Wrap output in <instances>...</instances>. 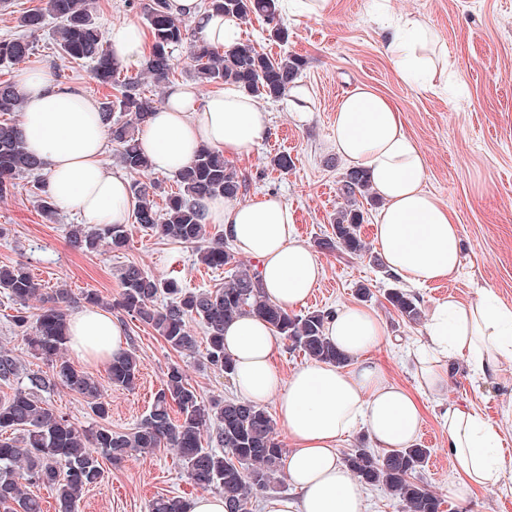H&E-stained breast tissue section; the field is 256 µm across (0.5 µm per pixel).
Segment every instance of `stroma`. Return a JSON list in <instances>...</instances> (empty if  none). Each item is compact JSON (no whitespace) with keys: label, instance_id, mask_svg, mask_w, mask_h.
Returning <instances> with one entry per match:
<instances>
[{"label":"stroma","instance_id":"stroma-1","mask_svg":"<svg viewBox=\"0 0 512 512\" xmlns=\"http://www.w3.org/2000/svg\"><path fill=\"white\" fill-rule=\"evenodd\" d=\"M379 0H334L332 10L315 17L295 9L282 11L288 27L286 45L269 43L266 25L255 19L241 27V42L272 54L303 56L308 64L300 82L312 100V112L302 124L279 101H268L271 134L251 155L231 165L245 178L239 199L281 195L294 210L296 233L309 246L332 232L340 205L337 182L348 168L333 146V117L340 99L365 84L387 94L401 110L407 132L427 157L424 187L454 209L462 237V263L452 279L414 289L422 311L453 297L477 301L490 289L512 307V0H390L394 15L411 13L430 22L448 48V86L425 90L400 80L381 46ZM34 61L48 67L61 82L103 102L112 87L98 84L91 66L62 56L51 28L33 37ZM281 152L294 163L288 173L270 160ZM40 192L34 177L22 176L8 196L0 198V266L26 264L49 288H68L73 310L84 309L83 293L95 291L110 303L121 291L120 272L136 263L149 274L176 280L187 291L223 286L224 271L196 261L190 246L143 231L128 222L130 243L119 253L102 248L86 253L72 248L66 232L81 223L72 213L47 222L38 207ZM324 276L298 313L337 310L355 303L354 291L368 286V302L384 321L389 339L374 353L390 381L416 390L412 351L427 330L426 321L402 320L386 301L397 279L368 258L319 253ZM14 304L0 294V347L12 350L22 372L44 370L43 361L26 351L11 328ZM114 318L126 329L127 347L142 366L134 389L112 390L106 418L94 416L85 399L62 386L46 393L48 403L77 427L105 424L127 432L146 415L170 366H180L203 400L233 399L238 391L223 375L208 368L203 352L173 350L151 326L117 310ZM472 408L499 430L505 455L512 456V365L496 379L477 377L464 359H456L444 400L425 402L419 440L430 450L420 477L441 499V512H512V474L500 486L479 489L466 501L449 496L454 479L441 415L448 403ZM186 479L175 451L162 448L147 457L127 458L120 466L105 465L101 483L86 489L79 512H148L158 496L201 495Z\"/></svg>","mask_w":512,"mask_h":512}]
</instances>
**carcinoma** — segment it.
Returning <instances> with one entry per match:
<instances>
[{
    "label": "carcinoma",
    "mask_w": 512,
    "mask_h": 512,
    "mask_svg": "<svg viewBox=\"0 0 512 512\" xmlns=\"http://www.w3.org/2000/svg\"><path fill=\"white\" fill-rule=\"evenodd\" d=\"M206 7L234 15L245 24L260 18L268 25L269 40L288 41L278 0H206ZM143 10L151 32V49L142 72L158 88L169 83L182 61L201 85L234 84L258 98L275 100L296 85L306 66L301 56L283 53L274 57L240 42L223 50L212 46L196 38L186 20L173 16L166 0H146ZM50 16L57 20L53 34L60 52L72 60L91 63L96 81L116 86L117 93L100 103L99 109L115 146L117 163L131 173L151 172L138 131L156 108V100L147 96L137 81L115 83L119 66L105 46L88 0H47L46 8L21 15L18 26L28 35L0 40V66L26 61L34 50L29 36L44 29ZM179 49L184 53L181 61L174 55ZM22 109L16 86L1 82L0 113L15 114ZM118 112L129 119L117 117ZM24 137L22 121L0 120V197L11 192L17 176L38 175L45 169V162L26 151ZM176 178L181 190L167 196L162 210L154 201L157 182L132 183L134 221L154 234L197 247V261L209 268L229 267L224 286L185 292L176 281L159 279L130 263L120 273L122 309L151 326L180 353L197 350L198 338L190 329V321H199L206 338L205 360L227 377L233 375L234 364L224 351V327L249 315L264 320L274 334L291 341L308 358L346 366L348 359L325 336L331 311L299 315L273 304L263 295L258 272L236 259L224 241L207 236L203 201L216 195L236 198L243 187L224 155L203 146L189 165L176 171ZM337 191L343 204L336 212L331 235L319 239L317 246L329 252L367 255L369 247L362 239L361 226L364 205L376 202L370 180L366 173L349 169ZM67 238L82 252H96L103 244L120 251L128 245L129 233L124 224H104L94 230L73 224ZM0 291L17 304L12 316L17 334L30 353L49 367L46 374H28L25 387L0 400V512H44L41 499L28 492L34 485L55 492L58 512H77L83 491L103 477L102 461L146 457L162 446L176 451L191 483L220 490L225 512H247L252 493L281 481L284 449L265 408L243 398L206 402L178 365L169 368L148 413L131 431L114 432L104 424L89 430L75 427L41 393L62 385L85 398L92 413L103 419L109 413L108 390L135 386L140 358L129 351L112 359L104 385L63 356L71 338L68 290L43 291L29 268L17 264L0 266ZM161 293L170 295L171 300L158 308L154 301ZM33 300L42 302L36 313L28 311ZM386 300L401 318L410 323L420 320L421 310L412 294L392 288ZM19 372L12 351L0 350V382L18 378ZM206 438L216 447L204 446ZM429 456L430 449L417 442L383 454L361 446L352 449L345 462L364 485L388 490L402 512H440V499L418 477ZM186 508L187 501L178 496H159L150 504V512H186Z\"/></svg>",
    "instance_id": "carcinoma-1"
}]
</instances>
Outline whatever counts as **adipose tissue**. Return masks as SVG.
Wrapping results in <instances>:
<instances>
[{"mask_svg": "<svg viewBox=\"0 0 512 512\" xmlns=\"http://www.w3.org/2000/svg\"><path fill=\"white\" fill-rule=\"evenodd\" d=\"M168 6L208 42L237 43L235 17L204 9L200 0H168ZM382 36L403 81L431 89L443 79L448 50L421 17L402 15L397 26L384 27ZM107 41L122 65L138 62L146 52L144 33L132 22L111 25ZM18 90L24 97L25 147L45 161L48 193L57 208L81 214L91 224L125 223L129 183L104 163L107 129L97 104L38 63L20 74ZM333 129L337 156L364 171L383 202L373 239L388 272L413 287L455 276L461 264L457 214L424 190L427 159L396 104L373 88L358 87L338 104ZM268 132L269 113L258 98L231 84L204 95L186 83L166 88L139 142L155 171L172 172L188 164L200 146L238 157ZM204 221L223 225L236 252L257 261L265 295L282 308L303 304L322 278L321 262L297 239L293 210L280 197L240 202L218 195L205 201ZM70 333L74 352L90 362L110 363L127 347L123 325L104 312L74 313ZM325 333L350 358V366L313 361L284 378L273 366L279 344L267 323L246 316L225 329L238 392L258 405L276 399L290 443L286 472L295 493L267 500L265 512H367L363 487L342 460L347 436L361 425L375 447H408L420 433L425 398L439 399L446 392L452 359L464 357L484 378L498 377L512 361V308L490 291L476 302L451 298L429 311L415 358L414 393L390 382L371 359L386 336L372 310L344 306L329 318ZM443 419L457 477L449 489L453 497L498 485L512 472L500 432L474 410L452 404Z\"/></svg>", "mask_w": 512, "mask_h": 512, "instance_id": "adipose-tissue-1", "label": "adipose tissue"}]
</instances>
